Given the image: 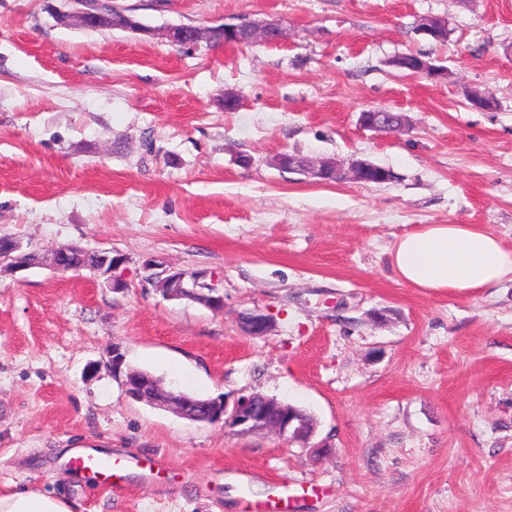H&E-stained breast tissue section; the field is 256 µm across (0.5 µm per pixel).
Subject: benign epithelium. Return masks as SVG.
<instances>
[{"label":"benign epithelium","mask_w":512,"mask_h":512,"mask_svg":"<svg viewBox=\"0 0 512 512\" xmlns=\"http://www.w3.org/2000/svg\"><path fill=\"white\" fill-rule=\"evenodd\" d=\"M70 6L68 10L56 12V18L61 25H70L73 22L86 26L92 20L104 21L110 26L133 28L139 32L144 31L140 23L129 14L110 5H95L97 0H66ZM420 32L436 41L446 40V29L441 20L434 17L422 19ZM224 35L232 43L238 45H258L279 42L287 37L286 30L276 21H246L240 23L224 24ZM166 38L174 45H194L203 38V32L193 30L192 39H186L185 27L173 25L166 29ZM448 73V69L437 65L424 55H416L413 75H426L440 77ZM359 124L365 129L387 133L399 131L405 127L406 119L399 112L386 109H373L360 113ZM278 168L293 171L307 179L318 182L353 181L361 185L371 183H384L390 180V171L369 161H355L345 167L334 159H305L300 156H281L274 159ZM98 266L96 274L105 278L108 286L114 290L126 287L124 278L117 271L125 263L121 255L111 252L97 254ZM32 267V264L20 257L0 255V273H17ZM144 282L150 284L169 299H194L210 308L224 306V297L214 294L215 288L204 281L205 275L201 272L187 273L173 272L154 260H147L142 264ZM241 323L245 331L253 336H264L271 330L269 317L261 312L244 314ZM125 359L118 346L112 347V357L109 362L112 376L121 381L128 397L149 404L165 408L168 411L196 421L199 415L191 406L175 398L171 393L163 391L155 378L139 370L124 367ZM206 420L211 422L224 418V426L237 433H249L267 430L278 434L290 443L305 444L313 436L315 429L311 428L306 419L293 407L279 402L273 398L263 397L257 393L243 395L233 402L212 401L204 405Z\"/></svg>","instance_id":"7a95c632"}]
</instances>
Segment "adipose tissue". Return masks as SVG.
Masks as SVG:
<instances>
[{"label":"adipose tissue","mask_w":512,"mask_h":512,"mask_svg":"<svg viewBox=\"0 0 512 512\" xmlns=\"http://www.w3.org/2000/svg\"><path fill=\"white\" fill-rule=\"evenodd\" d=\"M391 266L402 282L439 296L512 280V250L480 224H423L396 238ZM0 512H72L68 501L30 490L0 496Z\"/></svg>","instance_id":"adipose-tissue-1"}]
</instances>
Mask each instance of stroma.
<instances>
[{
  "label": "stroma",
  "instance_id": "obj_1",
  "mask_svg": "<svg viewBox=\"0 0 512 512\" xmlns=\"http://www.w3.org/2000/svg\"><path fill=\"white\" fill-rule=\"evenodd\" d=\"M112 4L151 36L59 25L61 0H0V236L124 255L127 282L0 274V496L253 512L288 479L324 490L294 512H512V281L431 296L389 265L396 237L423 224H482L512 249V0ZM428 16L446 41L418 33ZM239 19L288 37H164ZM409 52L447 77L390 66ZM474 91L491 107H470ZM375 107L404 113L405 130L360 127ZM282 152L393 178L315 184L275 167ZM148 259L205 272L223 308L164 297L143 280ZM254 310L267 335L243 331ZM116 345L174 390L296 405L332 451L133 401L108 365ZM77 445L154 469L107 489L66 470Z\"/></svg>",
  "mask_w": 512,
  "mask_h": 512
}]
</instances>
